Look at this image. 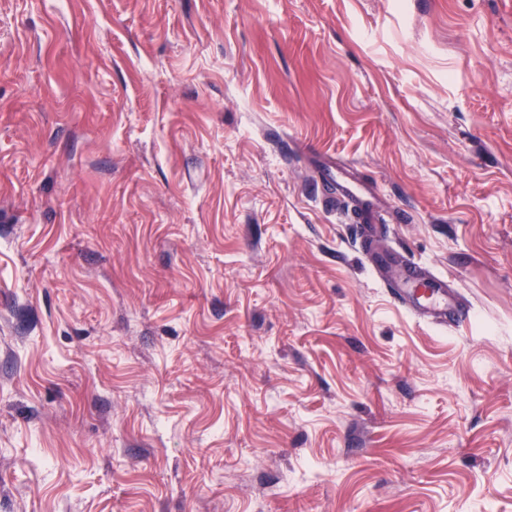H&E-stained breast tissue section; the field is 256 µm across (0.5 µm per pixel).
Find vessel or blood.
<instances>
[{
  "label": "vessel or blood",
  "mask_w": 512,
  "mask_h": 512,
  "mask_svg": "<svg viewBox=\"0 0 512 512\" xmlns=\"http://www.w3.org/2000/svg\"><path fill=\"white\" fill-rule=\"evenodd\" d=\"M327 176L358 207L363 219L375 220L384 208V201L372 186L358 181L350 170H331ZM387 286L397 302L412 310H433L437 321L443 326L459 327L471 321L468 308L449 302L447 277L432 274L412 262L400 261L391 267Z\"/></svg>",
  "instance_id": "1"
}]
</instances>
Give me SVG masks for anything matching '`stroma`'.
<instances>
[{
  "mask_svg": "<svg viewBox=\"0 0 512 512\" xmlns=\"http://www.w3.org/2000/svg\"><path fill=\"white\" fill-rule=\"evenodd\" d=\"M0 512H512V0H0ZM328 178L337 184L340 191L350 198L362 213V219L366 221L378 220L382 216L377 215L385 206L384 201L369 184L358 181L349 169L328 170ZM381 267L389 271L387 288L392 297L411 310L432 309L437 321L445 327H459L469 324L471 311L457 304H448L449 281L447 276L430 273L410 261H399L394 267L381 259ZM416 287L428 294L424 303L415 297Z\"/></svg>",
  "mask_w": 512,
  "mask_h": 512,
  "instance_id": "1",
  "label": "stroma"
}]
</instances>
